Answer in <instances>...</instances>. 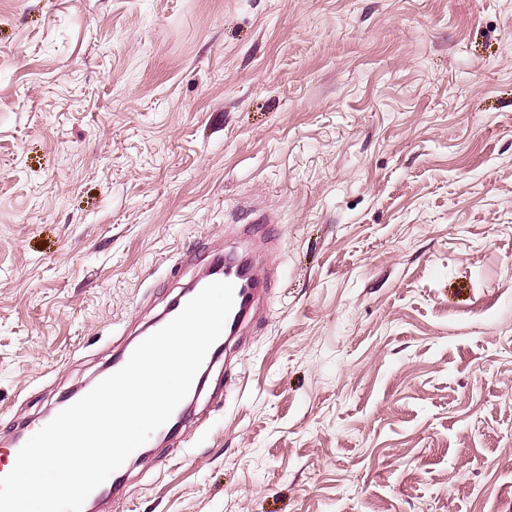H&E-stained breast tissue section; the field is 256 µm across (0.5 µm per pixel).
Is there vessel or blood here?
I'll use <instances>...</instances> for the list:
<instances>
[{
    "mask_svg": "<svg viewBox=\"0 0 512 512\" xmlns=\"http://www.w3.org/2000/svg\"><path fill=\"white\" fill-rule=\"evenodd\" d=\"M202 267L201 280L190 282L166 304L159 315L141 329L139 338L127 341L115 351L109 366L110 372H117L124 367L134 349L138 346L140 338L148 337L169 323L206 284L224 280L233 283L235 287L234 304L226 319L221 336L209 350L194 379L192 389L196 392L200 391L201 384L211 367L222 358L230 342L236 335L240 334L243 327L254 319L265 292L263 282L255 278L256 271L252 260L248 256L213 250L203 261ZM130 494L127 470L122 467L114 471L103 484L86 498L83 508L85 512H94L98 504L111 500L122 501L127 499Z\"/></svg>",
    "mask_w": 512,
    "mask_h": 512,
    "instance_id": "1",
    "label": "vessel or blood"
}]
</instances>
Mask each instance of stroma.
<instances>
[{
    "mask_svg": "<svg viewBox=\"0 0 512 512\" xmlns=\"http://www.w3.org/2000/svg\"><path fill=\"white\" fill-rule=\"evenodd\" d=\"M203 243L270 297L101 512H512V0H0V448Z\"/></svg>",
    "mask_w": 512,
    "mask_h": 512,
    "instance_id": "stroma-1",
    "label": "stroma"
}]
</instances>
